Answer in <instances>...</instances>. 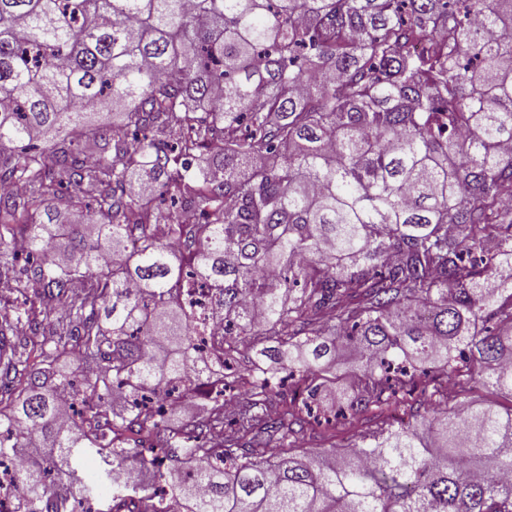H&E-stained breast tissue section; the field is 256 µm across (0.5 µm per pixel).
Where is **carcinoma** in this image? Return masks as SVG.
Returning a JSON list of instances; mask_svg holds the SVG:
<instances>
[{
    "label": "carcinoma",
    "mask_w": 512,
    "mask_h": 512,
    "mask_svg": "<svg viewBox=\"0 0 512 512\" xmlns=\"http://www.w3.org/2000/svg\"><path fill=\"white\" fill-rule=\"evenodd\" d=\"M510 194L512 0H0L11 512H512ZM180 298L184 306L191 311L199 323H203L204 331L200 332L199 339L207 341L217 329H222L223 323H215L212 317L210 293L206 288L191 278H185L181 283ZM214 322V323H213ZM378 422L377 411L370 408L350 419L345 425H337L336 430L324 431L322 428H317L316 437L307 438V442L316 447L343 448L354 434L373 429Z\"/></svg>",
    "instance_id": "carcinoma-1"
}]
</instances>
